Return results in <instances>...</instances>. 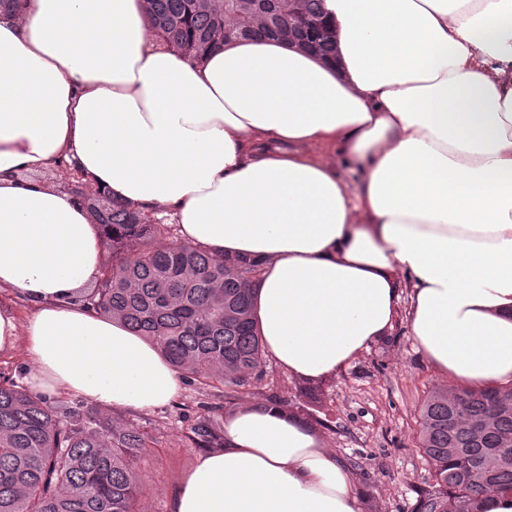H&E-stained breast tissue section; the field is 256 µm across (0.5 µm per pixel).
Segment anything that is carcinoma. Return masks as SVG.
<instances>
[{"instance_id":"cac0c4a2","label":"carcinoma","mask_w":512,"mask_h":512,"mask_svg":"<svg viewBox=\"0 0 512 512\" xmlns=\"http://www.w3.org/2000/svg\"><path fill=\"white\" fill-rule=\"evenodd\" d=\"M148 17L177 52L194 60L239 35L278 37L300 12L307 28L288 37L300 47L311 29L326 35L315 53H336L323 0H145ZM111 252L93 288L91 308L155 345L190 385L225 388L242 400L262 371L250 284L258 268L174 241L175 224L115 201L93 184L82 196ZM429 392L419 410L418 451L431 482L411 512H482L512 492V387ZM308 418L325 426L324 388H305ZM189 438L199 448L224 439L222 416L202 406ZM154 441L147 432L81 402L53 404L11 378L0 383V512H142Z\"/></svg>"}]
</instances>
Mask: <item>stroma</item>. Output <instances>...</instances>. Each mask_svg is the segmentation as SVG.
<instances>
[{
	"label": "stroma",
	"instance_id": "1",
	"mask_svg": "<svg viewBox=\"0 0 512 512\" xmlns=\"http://www.w3.org/2000/svg\"><path fill=\"white\" fill-rule=\"evenodd\" d=\"M410 292L408 280H401L391 341L374 344L324 384V411L331 426L322 435L336 458L357 455L358 483L363 494L372 495L378 512H410L418 490L430 479L429 467L417 450L419 408L443 379L421 357L409 332ZM302 387L268 357L260 380L252 385V401L258 404L277 395L300 406ZM205 405L226 411L236 403L223 393L207 394L185 384L168 405L124 413V420L147 431L155 441L147 461L146 512H169L181 476L199 455L188 433Z\"/></svg>",
	"mask_w": 512,
	"mask_h": 512
}]
</instances>
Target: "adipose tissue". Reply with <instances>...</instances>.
<instances>
[{"label":"adipose tissue","instance_id":"adipose-tissue-1","mask_svg":"<svg viewBox=\"0 0 512 512\" xmlns=\"http://www.w3.org/2000/svg\"><path fill=\"white\" fill-rule=\"evenodd\" d=\"M336 57L243 37L192 61L144 0H25L0 15V352L26 384L104 407L167 405L156 346L85 308L104 245L67 191L77 166L182 244L257 264L267 354L318 382L408 326L451 386L512 385V0H324ZM364 171L348 187L301 145ZM31 313L20 318L17 303ZM322 435L273 404L224 416L170 512H362Z\"/></svg>","mask_w":512,"mask_h":512}]
</instances>
